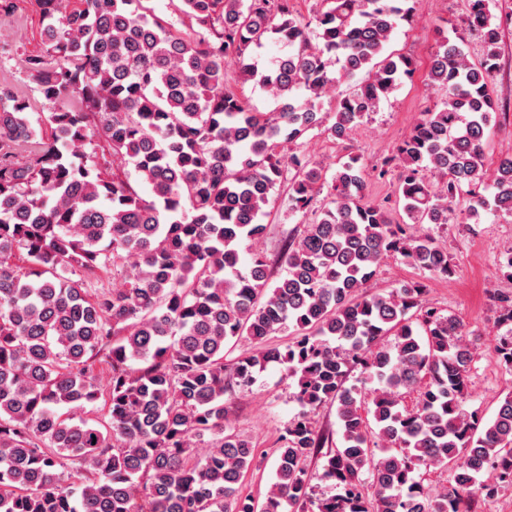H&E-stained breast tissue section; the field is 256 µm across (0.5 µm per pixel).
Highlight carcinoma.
I'll list each match as a JSON object with an SVG mask.
<instances>
[{
	"instance_id": "obj_1",
	"label": "carcinoma",
	"mask_w": 512,
	"mask_h": 512,
	"mask_svg": "<svg viewBox=\"0 0 512 512\" xmlns=\"http://www.w3.org/2000/svg\"><path fill=\"white\" fill-rule=\"evenodd\" d=\"M150 2L36 0L42 47L21 58L36 95L0 83V512H471L511 489L512 390L490 420L466 411L464 324L430 307L419 281L363 291L389 256L452 274L448 250L416 227L448 223L463 188L469 218L512 216V154L480 192L499 111L494 0H468L479 62L436 41L426 77L443 101L379 171L398 169L404 224L364 201L357 159L329 176L297 147L332 87L350 84L327 127L344 140L414 77L413 57L386 53L409 9L320 0L305 21L293 0H176L183 33ZM271 37L288 51L261 69L253 51ZM229 60L280 110L256 112L227 86ZM284 183L288 206L315 219L284 245L273 281L266 255L241 250L266 234ZM124 267V287L89 293ZM494 300L512 324V295ZM277 334L285 346L269 345ZM242 340L256 349L226 359ZM495 353L512 371V330ZM270 363L301 411L260 504L239 485L263 460L228 426L224 395ZM352 367L362 378L349 386ZM101 399L107 421L91 425ZM325 405L339 444L324 453L312 414ZM317 456L340 493H316ZM436 468L450 479L434 494L422 472Z\"/></svg>"
}]
</instances>
